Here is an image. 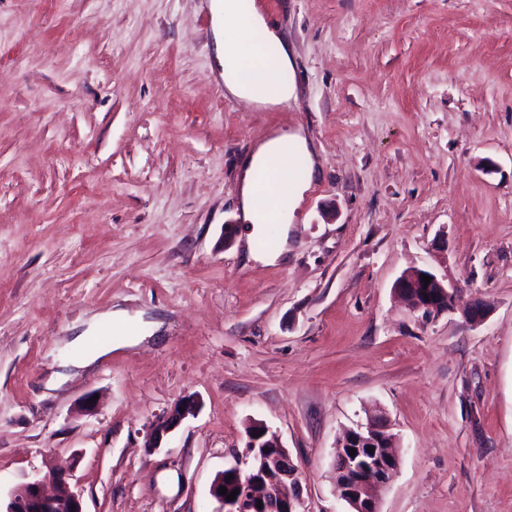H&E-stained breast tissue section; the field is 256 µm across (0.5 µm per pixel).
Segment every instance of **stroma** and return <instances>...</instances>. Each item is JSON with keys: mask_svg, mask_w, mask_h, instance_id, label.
<instances>
[{"mask_svg": "<svg viewBox=\"0 0 512 512\" xmlns=\"http://www.w3.org/2000/svg\"><path fill=\"white\" fill-rule=\"evenodd\" d=\"M257 8L288 31L285 107L225 96L211 0H0V507L52 459L84 512H220L257 422L308 512H349L336 440L380 414V512H512V0ZM298 129L320 170L256 261L241 165ZM411 267L455 311L411 310ZM84 331L104 357L47 388ZM423 275L431 277L427 287H424ZM396 291L414 311H422L423 314L438 315L454 309L456 288L429 270L413 268L405 271L396 282ZM179 407H182L183 411H179ZM198 407V400L193 396H184L177 400L158 418L154 431L145 444V448H160L164 437L177 428L185 418L190 415L194 416Z\"/></svg>", "mask_w": 512, "mask_h": 512, "instance_id": "obj_1", "label": "stroma"}]
</instances>
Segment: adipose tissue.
Segmentation results:
<instances>
[{
    "mask_svg": "<svg viewBox=\"0 0 512 512\" xmlns=\"http://www.w3.org/2000/svg\"><path fill=\"white\" fill-rule=\"evenodd\" d=\"M213 14L223 25L219 53L224 67V92L262 108H275L297 101V86L283 82V72L292 70L294 58L288 51V32L270 24L257 9H245L242 0H214ZM307 159V178L300 184L308 189L319 172L306 138L298 132L281 134L259 143L241 168L238 205L250 224L251 236L262 232L263 224H277L283 217L276 210L273 183H261V172L276 174L288 169L293 156Z\"/></svg>",
    "mask_w": 512,
    "mask_h": 512,
    "instance_id": "ef3b65f1",
    "label": "adipose tissue"
}]
</instances>
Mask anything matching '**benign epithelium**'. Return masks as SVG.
Returning a JSON list of instances; mask_svg holds the SVG:
<instances>
[{
  "instance_id": "1",
  "label": "benign epithelium",
  "mask_w": 512,
  "mask_h": 512,
  "mask_svg": "<svg viewBox=\"0 0 512 512\" xmlns=\"http://www.w3.org/2000/svg\"><path fill=\"white\" fill-rule=\"evenodd\" d=\"M424 275L431 277V283L424 284ZM396 291L415 311L438 315L454 309L456 288L429 270L405 271L396 282ZM198 407L193 396L177 400L158 418L145 447H161L164 437L194 415ZM247 437L244 449L234 453V463L211 486V494L223 506L222 512H304L298 469L279 435L261 424H252ZM393 439L382 419L349 429L340 439L336 485L350 512H380V492L399 466ZM352 449L356 453H350ZM46 469L43 477L16 488L6 512H83L80 496L69 489L67 474L49 463ZM225 484L229 493L239 490L232 501L219 493Z\"/></svg>"
}]
</instances>
